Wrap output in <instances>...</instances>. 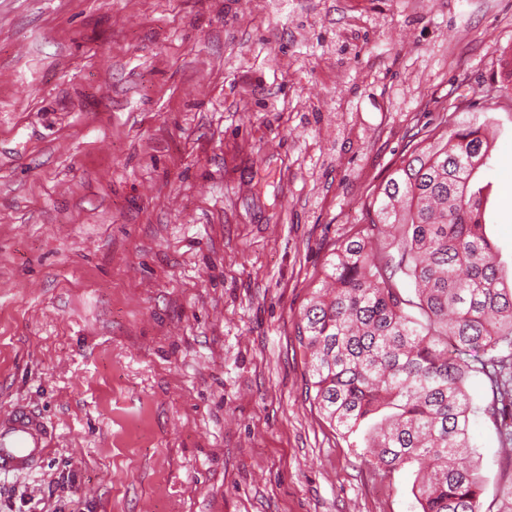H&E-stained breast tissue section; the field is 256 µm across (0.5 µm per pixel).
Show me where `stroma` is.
<instances>
[{
	"label": "stroma",
	"instance_id": "35a3bbf8",
	"mask_svg": "<svg viewBox=\"0 0 512 512\" xmlns=\"http://www.w3.org/2000/svg\"><path fill=\"white\" fill-rule=\"evenodd\" d=\"M488 94L511 279L512 0H0V410L55 429L0 512H418L313 404L298 324ZM497 427L470 420L485 512Z\"/></svg>",
	"mask_w": 512,
	"mask_h": 512
}]
</instances>
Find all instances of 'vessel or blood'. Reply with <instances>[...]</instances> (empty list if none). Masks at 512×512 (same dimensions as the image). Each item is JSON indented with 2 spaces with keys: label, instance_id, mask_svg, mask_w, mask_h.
<instances>
[{
  "label": "vessel or blood",
  "instance_id": "vessel-or-blood-1",
  "mask_svg": "<svg viewBox=\"0 0 512 512\" xmlns=\"http://www.w3.org/2000/svg\"><path fill=\"white\" fill-rule=\"evenodd\" d=\"M53 431L40 413L23 405L0 412V475L33 471L47 456Z\"/></svg>",
  "mask_w": 512,
  "mask_h": 512
}]
</instances>
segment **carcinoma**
<instances>
[{
    "instance_id": "cac0c4a2",
    "label": "carcinoma",
    "mask_w": 512,
    "mask_h": 512,
    "mask_svg": "<svg viewBox=\"0 0 512 512\" xmlns=\"http://www.w3.org/2000/svg\"><path fill=\"white\" fill-rule=\"evenodd\" d=\"M444 123L379 189L368 226L331 254L298 337L323 417L345 434L379 417L367 461L416 467L419 512H482L467 382L473 371L486 376L492 397L482 411L492 417L512 401V286L483 231L489 184L476 175L498 163L486 124L453 113ZM381 237L396 241V254L380 256ZM403 277L416 300L401 297ZM500 434L507 479L497 512H512V428Z\"/></svg>"
}]
</instances>
